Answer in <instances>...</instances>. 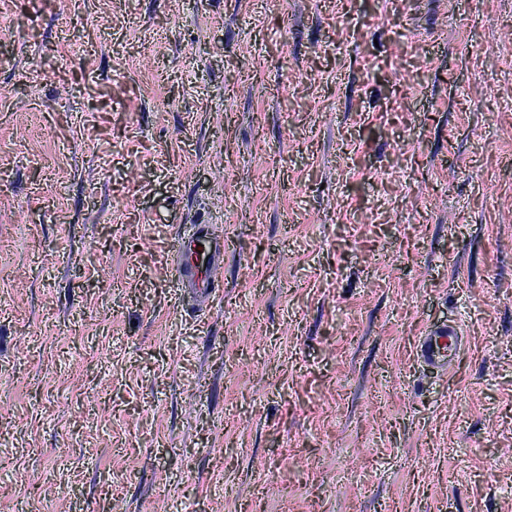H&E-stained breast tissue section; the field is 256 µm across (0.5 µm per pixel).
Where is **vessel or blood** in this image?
Returning <instances> with one entry per match:
<instances>
[{
  "label": "vessel or blood",
  "instance_id": "1",
  "mask_svg": "<svg viewBox=\"0 0 512 512\" xmlns=\"http://www.w3.org/2000/svg\"><path fill=\"white\" fill-rule=\"evenodd\" d=\"M171 249L181 257L175 267V277L184 293L208 295L221 287L219 273L224 267V239L214 234L209 225H196L192 238L173 237ZM463 347L464 336L459 326L451 324L420 337L416 357L420 363L444 373L451 369Z\"/></svg>",
  "mask_w": 512,
  "mask_h": 512
}]
</instances>
